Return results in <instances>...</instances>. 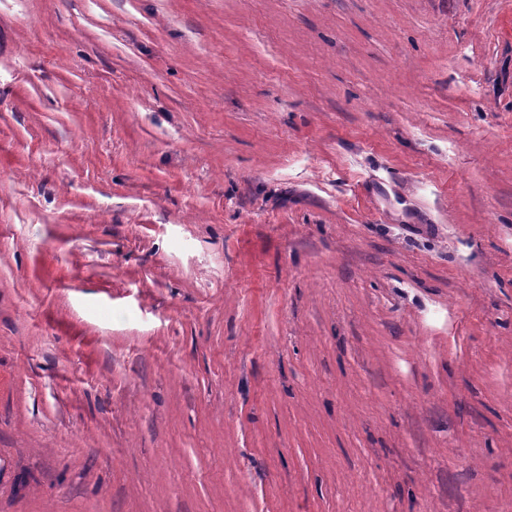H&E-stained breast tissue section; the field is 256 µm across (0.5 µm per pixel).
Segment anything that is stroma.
<instances>
[{
  "mask_svg": "<svg viewBox=\"0 0 512 512\" xmlns=\"http://www.w3.org/2000/svg\"><path fill=\"white\" fill-rule=\"evenodd\" d=\"M0 512H512V0H0Z\"/></svg>",
  "mask_w": 512,
  "mask_h": 512,
  "instance_id": "1",
  "label": "stroma"
}]
</instances>
